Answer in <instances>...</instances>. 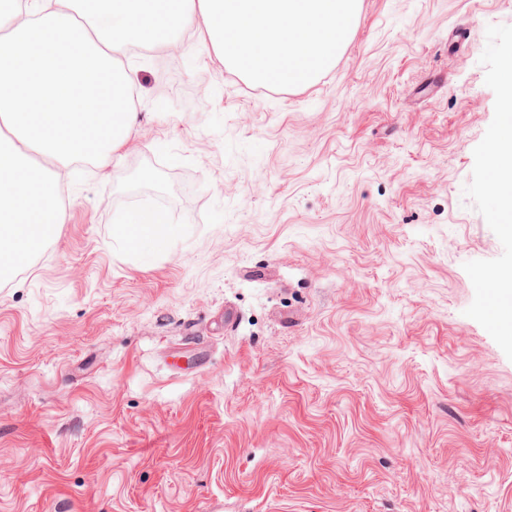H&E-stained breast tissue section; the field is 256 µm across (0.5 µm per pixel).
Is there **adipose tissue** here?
I'll use <instances>...</instances> for the list:
<instances>
[{
    "mask_svg": "<svg viewBox=\"0 0 512 512\" xmlns=\"http://www.w3.org/2000/svg\"><path fill=\"white\" fill-rule=\"evenodd\" d=\"M504 93L503 134L494 147L489 165L495 190L500 198V211L512 213V60L505 63L500 74ZM173 229L166 214L144 210L136 217L123 219L114 226V234L130 246L164 247Z\"/></svg>",
    "mask_w": 512,
    "mask_h": 512,
    "instance_id": "1",
    "label": "adipose tissue"
}]
</instances>
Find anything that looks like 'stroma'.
<instances>
[{"mask_svg":"<svg viewBox=\"0 0 512 512\" xmlns=\"http://www.w3.org/2000/svg\"><path fill=\"white\" fill-rule=\"evenodd\" d=\"M177 39L0 282V512H512V0H362L293 90ZM158 203L164 249L115 240ZM499 77L504 93L503 134L491 153L489 165L500 198V213L507 215L502 223L512 233V59L502 67Z\"/></svg>","mask_w":512,"mask_h":512,"instance_id":"35a3bbf8","label":"stroma"}]
</instances>
